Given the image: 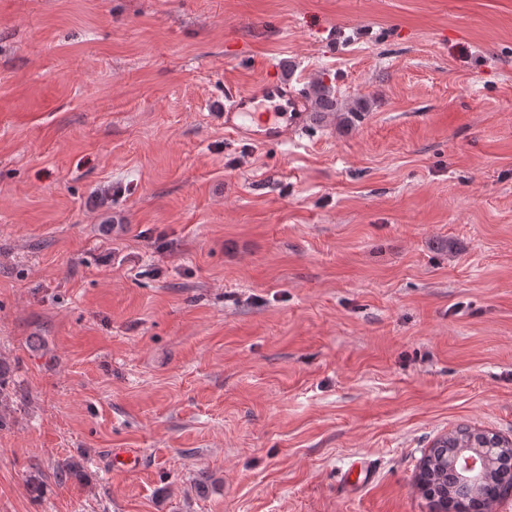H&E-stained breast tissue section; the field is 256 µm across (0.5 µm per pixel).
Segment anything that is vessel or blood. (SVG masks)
<instances>
[{
	"mask_svg": "<svg viewBox=\"0 0 512 512\" xmlns=\"http://www.w3.org/2000/svg\"><path fill=\"white\" fill-rule=\"evenodd\" d=\"M221 118L231 140L285 144L307 130L311 110L301 91L275 73L251 87L228 91Z\"/></svg>",
	"mask_w": 512,
	"mask_h": 512,
	"instance_id": "1",
	"label": "vessel or blood"
}]
</instances>
